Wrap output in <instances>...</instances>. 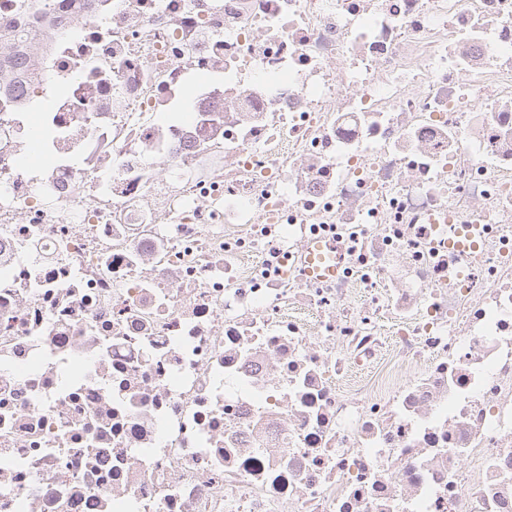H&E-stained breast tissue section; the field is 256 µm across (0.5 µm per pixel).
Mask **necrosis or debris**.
I'll use <instances>...</instances> for the list:
<instances>
[{"mask_svg": "<svg viewBox=\"0 0 512 512\" xmlns=\"http://www.w3.org/2000/svg\"><path fill=\"white\" fill-rule=\"evenodd\" d=\"M0 512H512V0H0ZM335 249L336 248L332 247L330 244L325 246L319 243L312 244L310 246L312 257H309L310 266L307 269V273L314 277L335 276L337 272ZM328 252L333 254L332 259H334V262L329 259V263L327 264H315V256H317L319 260H323V255H327Z\"/></svg>", "mask_w": 512, "mask_h": 512, "instance_id": "necrosis-or-debris-1", "label": "necrosis or debris"}]
</instances>
